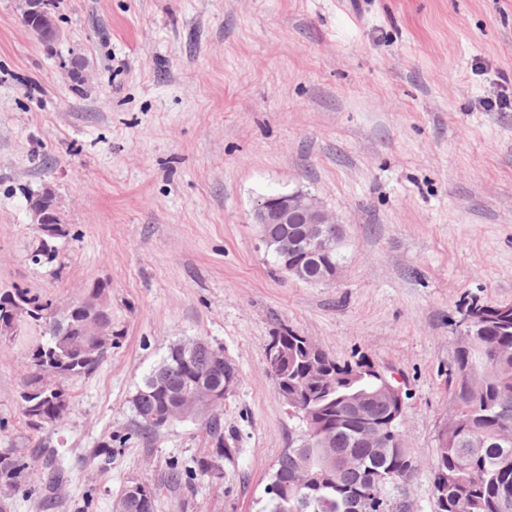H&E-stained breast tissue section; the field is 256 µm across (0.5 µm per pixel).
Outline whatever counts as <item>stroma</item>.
Returning <instances> with one entry per match:
<instances>
[{
	"label": "stroma",
	"mask_w": 512,
	"mask_h": 512,
	"mask_svg": "<svg viewBox=\"0 0 512 512\" xmlns=\"http://www.w3.org/2000/svg\"><path fill=\"white\" fill-rule=\"evenodd\" d=\"M44 43L0 0V292L66 306L112 288V349L69 382L70 413L30 429L22 326L0 344V448L30 449L37 488L7 512H114L129 481L155 512H261L305 426L265 366L279 329L409 394L417 470L399 494L436 512L433 463L454 407L459 310L512 304V0H53ZM87 79L74 85V61ZM68 229L33 264L31 195ZM303 190L344 226L331 286L278 271L252 211ZM204 338L238 368L224 477L168 484L210 456L200 423L131 435L130 399L170 344ZM111 443V457L100 456ZM65 472L45 507L46 453Z\"/></svg>",
	"instance_id": "35a3bbf8"
}]
</instances>
